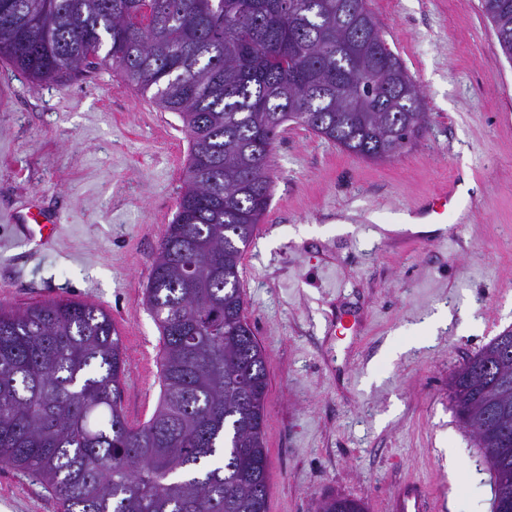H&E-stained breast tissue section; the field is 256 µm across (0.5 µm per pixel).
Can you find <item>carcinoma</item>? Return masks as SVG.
I'll list each match as a JSON object with an SVG mask.
<instances>
[{"mask_svg": "<svg viewBox=\"0 0 512 512\" xmlns=\"http://www.w3.org/2000/svg\"><path fill=\"white\" fill-rule=\"evenodd\" d=\"M0 0V57L61 86L110 62L189 137L177 211L145 288L162 341L152 417L129 424L112 317L76 300L0 305V469L61 512H268L267 357L246 316L242 254L270 201L284 123L375 161L420 136L418 87L362 0ZM506 59L512 0H480ZM512 512V339L448 380ZM332 495L319 512H367Z\"/></svg>", "mask_w": 512, "mask_h": 512, "instance_id": "1", "label": "carcinoma"}]
</instances>
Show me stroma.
I'll list each match as a JSON object with an SVG mask.
<instances>
[{
	"label": "stroma",
	"mask_w": 512,
	"mask_h": 512,
	"mask_svg": "<svg viewBox=\"0 0 512 512\" xmlns=\"http://www.w3.org/2000/svg\"><path fill=\"white\" fill-rule=\"evenodd\" d=\"M419 88L427 125L369 162L285 126L271 198L244 252L249 322L268 357L269 512L322 499H391L419 484L430 512H493L494 479L457 423L448 379L512 328V63L479 0H368ZM189 139L111 67L62 87L0 58V304L73 299L107 311L128 362L137 426L159 396V329L144 292L171 223ZM460 178L467 223L402 226ZM58 216L34 250L13 218L31 200ZM357 315L341 335L339 313ZM0 512H60L37 479L0 470Z\"/></svg>",
	"instance_id": "obj_1"
}]
</instances>
